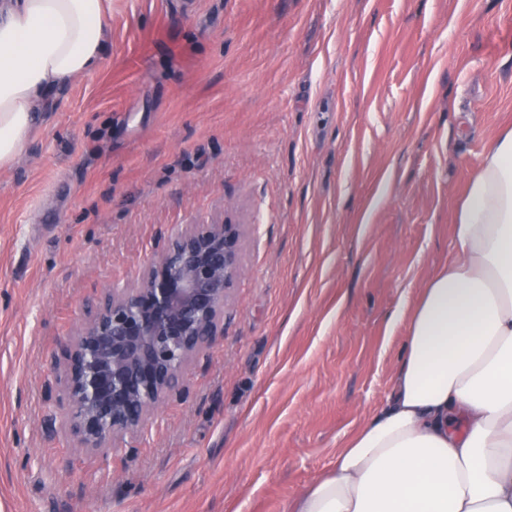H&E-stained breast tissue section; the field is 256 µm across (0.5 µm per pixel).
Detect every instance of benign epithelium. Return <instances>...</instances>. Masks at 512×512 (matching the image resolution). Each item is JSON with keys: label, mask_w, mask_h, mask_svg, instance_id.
Masks as SVG:
<instances>
[{"label": "benign epithelium", "mask_w": 512, "mask_h": 512, "mask_svg": "<svg viewBox=\"0 0 512 512\" xmlns=\"http://www.w3.org/2000/svg\"><path fill=\"white\" fill-rule=\"evenodd\" d=\"M235 224H190L130 288L105 291L67 337L66 426L84 448H106L177 392L191 360L218 335L241 275Z\"/></svg>", "instance_id": "obj_1"}]
</instances>
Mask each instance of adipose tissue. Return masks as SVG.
I'll return each instance as SVG.
<instances>
[{"label": "adipose tissue", "instance_id": "1", "mask_svg": "<svg viewBox=\"0 0 512 512\" xmlns=\"http://www.w3.org/2000/svg\"><path fill=\"white\" fill-rule=\"evenodd\" d=\"M109 0H0V168L107 50ZM454 258L391 319L392 393L286 512H512V129L454 215Z\"/></svg>", "mask_w": 512, "mask_h": 512}]
</instances>
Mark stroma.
<instances>
[{
  "label": "stroma",
  "instance_id": "obj_1",
  "mask_svg": "<svg viewBox=\"0 0 512 512\" xmlns=\"http://www.w3.org/2000/svg\"><path fill=\"white\" fill-rule=\"evenodd\" d=\"M107 25L0 169V512H284L385 402L389 318L512 127V0H111ZM222 223L219 336L136 432L81 447L66 336Z\"/></svg>",
  "mask_w": 512,
  "mask_h": 512
}]
</instances>
